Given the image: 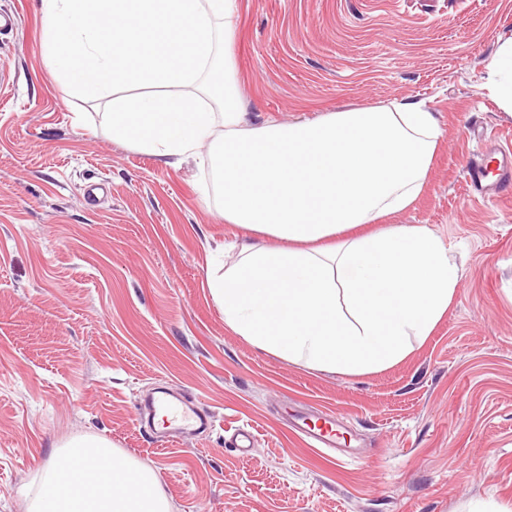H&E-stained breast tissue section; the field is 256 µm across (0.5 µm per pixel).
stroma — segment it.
Listing matches in <instances>:
<instances>
[{"label": "stroma", "instance_id": "stroma-1", "mask_svg": "<svg viewBox=\"0 0 512 512\" xmlns=\"http://www.w3.org/2000/svg\"><path fill=\"white\" fill-rule=\"evenodd\" d=\"M250 126L424 103L443 129L422 224L459 269L447 313L395 366L346 376L260 350L207 284L237 261L208 162L167 166L114 139L113 95L72 94L42 48L41 0H0V512L74 437L153 468L172 512H512V196L474 195L470 158L512 143L486 65L512 0H236ZM164 386L213 427L180 442L139 420ZM336 414L325 459L286 413ZM249 425L248 453L226 445Z\"/></svg>", "mask_w": 512, "mask_h": 512}]
</instances>
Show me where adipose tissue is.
Instances as JSON below:
<instances>
[{
    "mask_svg": "<svg viewBox=\"0 0 512 512\" xmlns=\"http://www.w3.org/2000/svg\"><path fill=\"white\" fill-rule=\"evenodd\" d=\"M235 4L42 0L45 54L78 95L143 86L113 99V137L177 162L210 142L225 223L264 239L237 244L238 263L208 281L229 330L316 369L386 370L431 335L456 292L441 238L387 221L422 194L443 130L405 100L249 127L230 51ZM489 81L511 113L512 39ZM63 459L80 481L36 495L31 512H171L155 471L107 439L68 442L42 478L56 481Z\"/></svg>",
    "mask_w": 512,
    "mask_h": 512,
    "instance_id": "1",
    "label": "adipose tissue"
}]
</instances>
